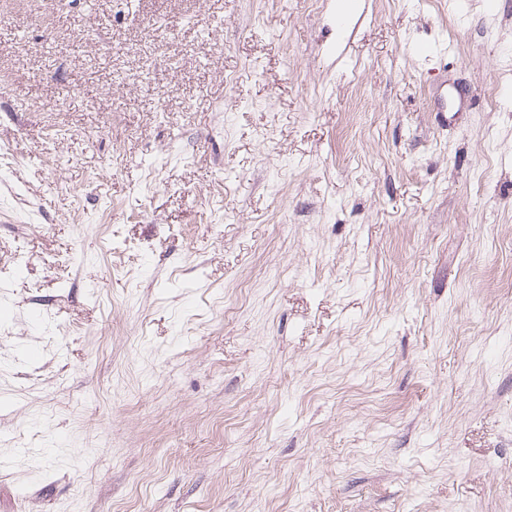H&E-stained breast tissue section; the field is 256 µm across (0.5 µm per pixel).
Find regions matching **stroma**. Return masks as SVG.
Segmentation results:
<instances>
[{"instance_id": "35a3bbf8", "label": "stroma", "mask_w": 512, "mask_h": 512, "mask_svg": "<svg viewBox=\"0 0 512 512\" xmlns=\"http://www.w3.org/2000/svg\"><path fill=\"white\" fill-rule=\"evenodd\" d=\"M485 2L0 0V512H512Z\"/></svg>"}]
</instances>
